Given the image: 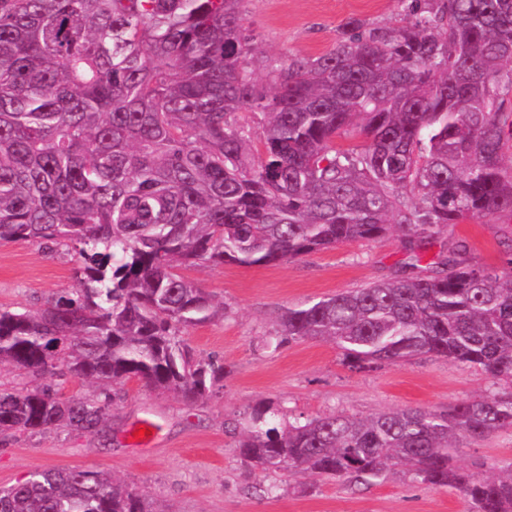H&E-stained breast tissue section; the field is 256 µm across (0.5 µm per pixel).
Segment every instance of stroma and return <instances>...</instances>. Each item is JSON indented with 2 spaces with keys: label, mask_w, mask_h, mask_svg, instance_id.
Wrapping results in <instances>:
<instances>
[{
  "label": "stroma",
  "mask_w": 512,
  "mask_h": 512,
  "mask_svg": "<svg viewBox=\"0 0 512 512\" xmlns=\"http://www.w3.org/2000/svg\"><path fill=\"white\" fill-rule=\"evenodd\" d=\"M240 9L258 56L275 60L328 50L348 17L388 27L399 13L396 0H242ZM439 239L466 240L469 263L506 270L512 212L448 225ZM403 258L401 238L392 233L278 265L182 268V275L226 307L224 317L185 334L197 357L223 361L219 392L189 405L175 394L127 381L100 431L54 429L0 441V489L36 472L94 469L134 484L160 512H469L459 491L417 483L402 466L353 489L288 471L262 472L237 450L257 406H271L292 421L332 411L366 418L407 407L444 411L498 391V384L475 370L429 354L358 371L327 341L266 347L268 337L279 335L286 309L390 277ZM76 265L74 251L65 246L51 252L27 241L0 243V307L43 308L57 292L75 287ZM144 418L158 424L160 436L151 446L132 447L129 433ZM460 446L456 462L464 468L484 474L512 468V429ZM268 484L275 485V494H263Z\"/></svg>",
  "instance_id": "obj_1"
}]
</instances>
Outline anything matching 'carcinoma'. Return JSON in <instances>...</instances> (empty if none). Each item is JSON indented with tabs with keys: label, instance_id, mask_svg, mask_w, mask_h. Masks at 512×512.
Segmentation results:
<instances>
[{
	"label": "carcinoma",
	"instance_id": "obj_1",
	"mask_svg": "<svg viewBox=\"0 0 512 512\" xmlns=\"http://www.w3.org/2000/svg\"><path fill=\"white\" fill-rule=\"evenodd\" d=\"M240 2L0 0V242L79 255L76 287L0 309V366L99 388L1 390L0 436L97 431L131 379L212 394L224 364L184 333L225 307L177 267L276 265L397 229L392 277L286 311L267 345L322 338L355 370L432 354L503 390L365 419L282 424L258 406L240 456L360 484L401 465L472 512H512V470L454 464L459 440L512 427V258L472 266L463 239L431 252L441 228L512 211V0H399L395 25L350 17L330 50L285 61L256 56ZM352 132L362 148L336 147ZM0 512L161 510L81 469L0 490Z\"/></svg>",
	"mask_w": 512,
	"mask_h": 512
}]
</instances>
